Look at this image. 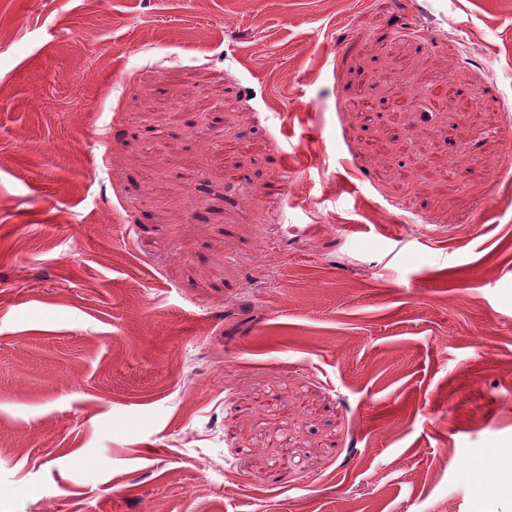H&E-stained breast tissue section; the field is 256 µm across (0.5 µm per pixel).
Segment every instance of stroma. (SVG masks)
Wrapping results in <instances>:
<instances>
[{
	"label": "stroma",
	"instance_id": "stroma-1",
	"mask_svg": "<svg viewBox=\"0 0 512 512\" xmlns=\"http://www.w3.org/2000/svg\"><path fill=\"white\" fill-rule=\"evenodd\" d=\"M506 102L512 0H0V512H512Z\"/></svg>",
	"mask_w": 512,
	"mask_h": 512
}]
</instances>
